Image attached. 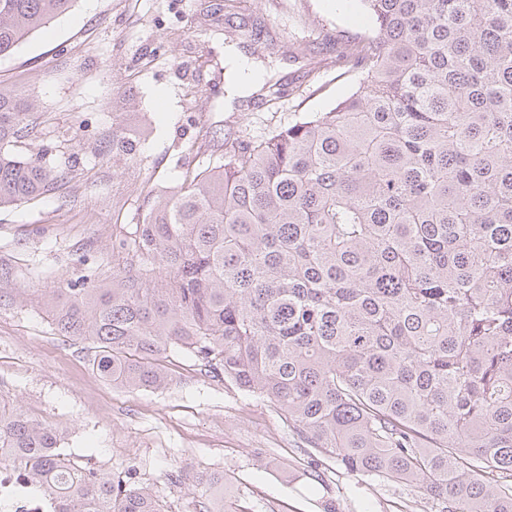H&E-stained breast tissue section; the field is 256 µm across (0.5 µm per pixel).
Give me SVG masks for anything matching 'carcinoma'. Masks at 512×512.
I'll list each match as a JSON object with an SVG mask.
<instances>
[{
	"label": "carcinoma",
	"instance_id": "carcinoma-1",
	"mask_svg": "<svg viewBox=\"0 0 512 512\" xmlns=\"http://www.w3.org/2000/svg\"><path fill=\"white\" fill-rule=\"evenodd\" d=\"M76 0H0V59ZM376 34L335 108L149 205L150 273L46 302L98 374L169 382L178 348L347 469L439 512H512V0H358ZM34 109L0 89V207L48 191L12 151ZM0 448L59 512H162L156 493L76 467L60 436L0 404Z\"/></svg>",
	"mask_w": 512,
	"mask_h": 512
}]
</instances>
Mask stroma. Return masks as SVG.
I'll list each match as a JSON object with an SVG mask.
<instances>
[{
    "label": "stroma",
    "instance_id": "1",
    "mask_svg": "<svg viewBox=\"0 0 512 512\" xmlns=\"http://www.w3.org/2000/svg\"><path fill=\"white\" fill-rule=\"evenodd\" d=\"M75 0L48 31L0 60V85L37 109L15 154L62 176L42 197L0 208V397L61 435L86 468L158 491L163 512H203L221 474L226 512H437L415 487L310 459L265 399L171 350V382L131 389L101 378L88 345L59 336L44 303L59 289L151 269L132 242L152 198L222 162L226 139L261 141L329 111L362 76L336 66L371 35L356 0ZM282 84L230 94L227 52ZM133 143L112 147L113 135Z\"/></svg>",
    "mask_w": 512,
    "mask_h": 512
}]
</instances>
